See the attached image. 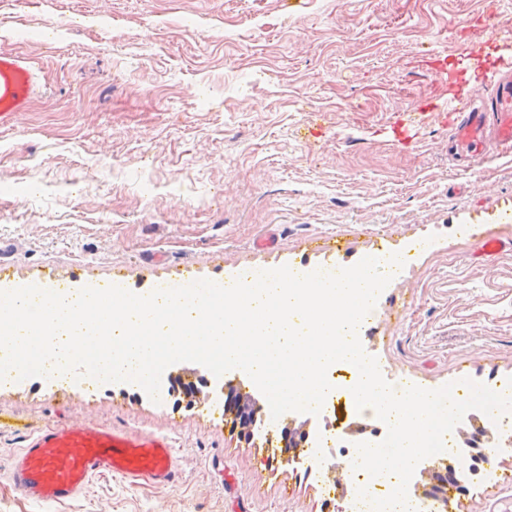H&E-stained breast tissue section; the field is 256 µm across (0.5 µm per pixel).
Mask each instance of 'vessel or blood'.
<instances>
[{"mask_svg": "<svg viewBox=\"0 0 512 512\" xmlns=\"http://www.w3.org/2000/svg\"><path fill=\"white\" fill-rule=\"evenodd\" d=\"M491 46L499 54L486 76L433 106L448 124L456 153L476 160L493 149L512 150V39L487 17L480 36L464 44L461 56L478 59ZM39 88L37 69L12 50L1 49L0 124L28 109ZM103 473L164 487L181 479L182 468L165 436L91 421H58L22 433L8 480L29 501L64 504L79 500Z\"/></svg>", "mask_w": 512, "mask_h": 512, "instance_id": "obj_1", "label": "vessel or blood"}]
</instances>
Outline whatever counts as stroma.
<instances>
[{
	"label": "stroma",
	"mask_w": 512,
	"mask_h": 512,
	"mask_svg": "<svg viewBox=\"0 0 512 512\" xmlns=\"http://www.w3.org/2000/svg\"><path fill=\"white\" fill-rule=\"evenodd\" d=\"M490 0H0V48L42 87L0 125V282L17 288L224 284L282 265H404L360 330L392 385L512 384V154L458 168L428 59L462 64ZM272 238L269 247L259 246ZM509 242L488 261L474 243ZM202 388L156 403L138 385L0 383V417H63L168 436L172 488L95 477L78 501L0 512H344L342 456L291 458L290 416L243 439ZM512 512V449L454 495Z\"/></svg>",
	"instance_id": "stroma-1"
}]
</instances>
